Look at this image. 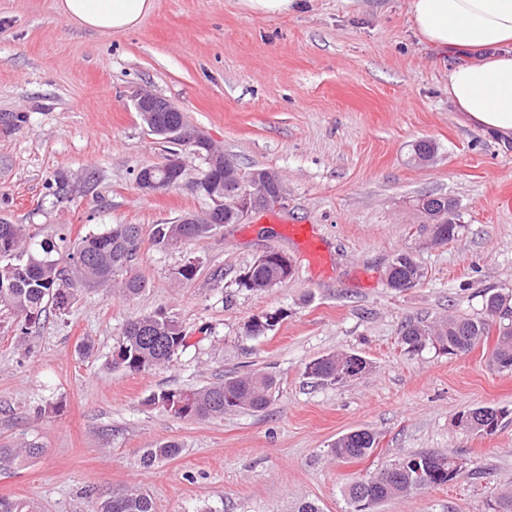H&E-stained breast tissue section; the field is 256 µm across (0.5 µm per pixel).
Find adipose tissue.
Here are the masks:
<instances>
[{"instance_id": "adipose-tissue-1", "label": "adipose tissue", "mask_w": 512, "mask_h": 512, "mask_svg": "<svg viewBox=\"0 0 512 512\" xmlns=\"http://www.w3.org/2000/svg\"><path fill=\"white\" fill-rule=\"evenodd\" d=\"M71 23L99 33L137 27L155 0H58ZM411 29L442 52H464L448 67V99L477 127L512 134V0H408Z\"/></svg>"}]
</instances>
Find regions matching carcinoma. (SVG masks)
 <instances>
[{"label":"carcinoma","instance_id":"carcinoma-1","mask_svg":"<svg viewBox=\"0 0 512 512\" xmlns=\"http://www.w3.org/2000/svg\"><path fill=\"white\" fill-rule=\"evenodd\" d=\"M153 122L162 131L182 123L179 112H157ZM270 170L240 168L233 170L234 178L222 166L204 167L199 177L200 195H205L207 184H224V212L214 214L199 224H186L177 219L168 224H156L152 239L156 246L166 249L189 241L205 238L226 224H238L246 213L239 201V185L267 183ZM417 210L423 223L431 228L433 237L448 242L458 236L462 225L448 223V214L456 213V202L446 196L428 195L417 200ZM141 235L138 224H110L101 231L90 233L60 257L56 245L50 241L36 240L23 224L0 221V309L9 311L22 322L30 325L38 320L49 306L61 311L66 309L85 288H101L112 284L119 273L127 270ZM390 287L404 288L424 277L415 257L399 253L391 264ZM290 274V267L262 258L256 259L240 276L239 285L248 290L270 288ZM144 289L139 275H129L121 280V291L127 297H136ZM498 323L497 342L492 361L500 368H512V300L499 293L484 294L482 313L451 315L445 320L429 323H409L401 332V344L408 353H415L430 346L436 351L458 355L470 351ZM276 323L267 315L252 318L246 326L249 336H261L274 329ZM187 345V336L178 322L166 311L155 310L129 321L122 333L117 351L112 354V367L128 372H144L170 363ZM342 356L332 354L311 361L306 375L322 384L342 382L338 377V363ZM276 388L275 378L251 374L226 378L202 386L191 394L180 390H163L153 393L145 405L162 410L179 419L209 420L224 417L240 409L261 412L267 409ZM502 414L491 406H481L462 414L460 425L469 430L494 431ZM376 447V437L368 430L349 432L332 444L331 451L340 458L361 459ZM43 453V448L27 442L11 447L0 446V463L33 459ZM180 453V444L165 441L147 449L142 457L148 468L161 459H173ZM455 457L443 455H415L394 466L355 480L346 488L348 503L354 512H366L388 499L417 493L423 489L443 486L457 480L460 474L449 472ZM0 512H37L31 503L0 498ZM95 512H154L152 498L137 489L102 500Z\"/></svg>","mask_w":512,"mask_h":512}]
</instances>
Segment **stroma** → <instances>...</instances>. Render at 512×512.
I'll list each match as a JSON object with an SVG mask.
<instances>
[{"label": "stroma", "mask_w": 512, "mask_h": 512, "mask_svg": "<svg viewBox=\"0 0 512 512\" xmlns=\"http://www.w3.org/2000/svg\"><path fill=\"white\" fill-rule=\"evenodd\" d=\"M450 54L420 43L405 0H304L262 18L238 0H156L132 30L79 28L56 0H0V220L38 239L75 242L109 224H138L130 270L146 287L77 294L21 328L0 320V444L34 442L44 453L0 466V497L39 512H91L112 492L140 487L155 512H350L351 480L412 455H451L468 475L375 512H488L512 483V371L491 363L496 334L468 353H405L407 321L474 315L481 293L512 295V137L473 129L448 100ZM176 104L243 170L277 171L275 206L209 237L162 249L151 229L208 206L189 161L171 191L149 195L138 170L162 163L132 98L141 87ZM432 161L411 159L418 141ZM445 195L462 229L434 243L415 199ZM308 225L317 249L291 236ZM276 250L292 262L282 282L239 286L253 261ZM403 250L424 271L413 287L387 286ZM194 262L193 280L175 273ZM171 312L187 345L168 365L130 373L111 365L124 324ZM277 310L262 336L245 326ZM328 354H356L362 376L326 385L305 374ZM245 373L277 381L264 411L205 421L146 406L165 389H196ZM504 413L490 434L461 414ZM366 429L362 459L331 446ZM174 440L181 453L143 468L145 449Z\"/></svg>", "instance_id": "obj_1"}]
</instances>
